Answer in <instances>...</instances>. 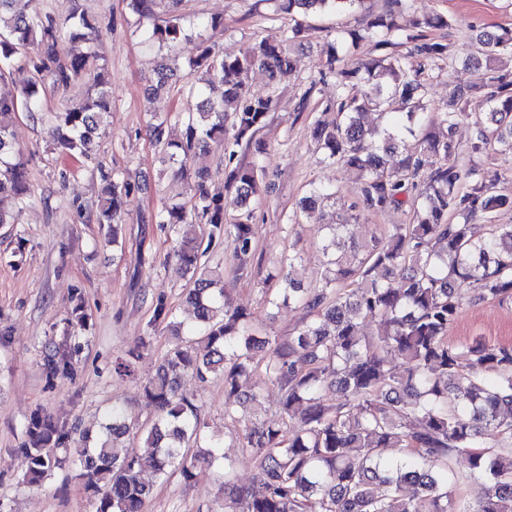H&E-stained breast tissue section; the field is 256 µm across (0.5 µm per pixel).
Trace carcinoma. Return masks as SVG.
Wrapping results in <instances>:
<instances>
[{"instance_id":"cac0c4a2","label":"carcinoma","mask_w":512,"mask_h":512,"mask_svg":"<svg viewBox=\"0 0 512 512\" xmlns=\"http://www.w3.org/2000/svg\"><path fill=\"white\" fill-rule=\"evenodd\" d=\"M21 0H0V74L29 46L38 56L35 70L54 84L70 86L92 75L96 92L62 112H53L57 149L68 158H91L93 138L112 109L105 68L93 46L94 24L85 12H75L64 30L50 15L31 17ZM141 16H152L167 5L172 13L156 24L149 38L175 50L162 65L156 93L182 67L200 69L223 92L211 98L194 86L188 96L199 99L197 113L184 116L181 140L164 138L165 121L152 126V138L173 175L188 181L193 205L170 203L154 216L157 224L177 228L180 241L171 257L191 273L186 303L194 306L196 323L189 329L171 320L159 298L155 320L168 322L174 341L160 360L156 374L141 384L144 406L153 412L143 427L146 452L121 453L114 443L138 426L122 405L112 406L95 439L80 433L83 446L74 455L87 478V488L100 494L97 512H142L151 488L141 478L151 469L166 476L175 471L189 479L197 463L233 461L221 442L200 447L205 423L194 399L180 391L178 378L189 374L201 381L211 374L224 377V394L241 405L257 396L241 380L263 368L280 391V420L268 422L255 413L224 403V418L240 426L237 447L256 463L251 485L225 483V512H512V346L481 340L452 345L448 329L469 299L458 292L472 288L474 299L512 298V224H490L480 235L469 218L478 211L492 215L512 210V195L491 191L473 166L458 164L454 139L458 117L467 112L468 91H453V110L430 118L424 112L428 88L422 71L406 66L410 55L434 63L451 55L448 44L425 38L423 30L445 28L448 17L433 15L414 21L417 33H401L391 14L370 16L363 29H349L350 42L376 41L382 58L369 62L348 59L336 44L325 49L322 76L336 79V122L316 123L312 138L332 163L357 172L362 209L380 211L410 203L409 224H396L384 238L358 245L349 225L329 224L323 245L324 282L304 288L279 268L283 281L272 303L298 305L312 319L288 336H263L253 327L252 314L224 302V289L213 288L205 276L204 252L195 225L210 226L209 239H224L233 247L236 273L248 275L253 264L254 225L250 213L229 222L224 204L209 196L203 165L210 143L224 142L227 183L245 207L258 193L265 170L256 162H235L238 150L265 153L255 135L274 110L273 96L251 93L255 69L271 80L298 69L306 26L298 23L278 42L255 40L233 53L200 41L192 48L173 15L181 0H130ZM281 12L304 15L345 12L362 0H276ZM512 58V30L482 29L468 64H485L491 71L485 85L487 111L475 119L476 133L469 154L488 150L512 154V81L497 74L493 64ZM404 116L400 126L370 129L363 116L370 110ZM43 113L36 84L19 98L0 97V224L14 223V211L30 198L25 164L13 143L16 113ZM412 136L411 144L407 136ZM105 198L96 222L108 225L107 241L118 244L116 224L123 198L134 191L119 175H103ZM336 191L314 189L300 201L304 212L315 210ZM455 213L461 221L448 222ZM377 270L399 280L397 289L373 276ZM377 324L373 336H361L359 325ZM148 337L115 361L121 375L133 372V360ZM400 356L403 369L388 363ZM336 387V401L326 390ZM27 476L39 480L66 459L72 431L67 422L43 411L27 421ZM397 448L400 457L383 459V450ZM466 456L468 478H485L487 493L473 508L455 509L448 494L449 463Z\"/></svg>"}]
</instances>
